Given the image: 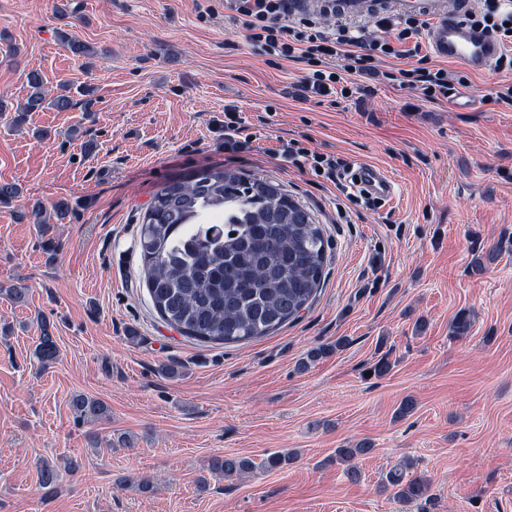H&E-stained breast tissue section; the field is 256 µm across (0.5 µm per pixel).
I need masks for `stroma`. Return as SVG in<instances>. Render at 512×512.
I'll use <instances>...</instances> for the list:
<instances>
[{
  "label": "stroma",
  "mask_w": 512,
  "mask_h": 512,
  "mask_svg": "<svg viewBox=\"0 0 512 512\" xmlns=\"http://www.w3.org/2000/svg\"><path fill=\"white\" fill-rule=\"evenodd\" d=\"M64 24L91 56L57 42ZM32 70L71 87L75 106L17 127ZM301 76L225 24L224 0H0V182L73 206L49 265L36 226L0 204V283L28 289L21 303L0 295V512H512V105L490 103L496 78L471 72L438 103L391 85L306 102L293 93ZM228 104L254 138L240 156L224 152ZM295 140L386 169L394 196L340 215L334 183L271 156ZM210 167L279 183L332 245L312 305L244 344L181 336L144 283L153 192ZM463 309L472 326L456 338ZM44 321L60 350L47 368L32 356ZM383 357L391 372L370 376ZM76 395L101 400L108 419L77 422ZM408 396L416 407L399 416ZM363 439L373 451L353 482L333 456ZM288 451L286 468H262ZM227 455L255 467L212 474ZM406 461L430 481L424 498L379 489ZM45 463L60 472L48 500Z\"/></svg>",
  "instance_id": "35a3bbf8"
}]
</instances>
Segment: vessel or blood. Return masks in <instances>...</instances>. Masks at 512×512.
Listing matches in <instances>:
<instances>
[{
  "label": "vessel or blood",
  "mask_w": 512,
  "mask_h": 512,
  "mask_svg": "<svg viewBox=\"0 0 512 512\" xmlns=\"http://www.w3.org/2000/svg\"><path fill=\"white\" fill-rule=\"evenodd\" d=\"M399 14H421L431 25L427 43L440 60L462 64L467 69L491 74L501 54L499 42L480 28L465 22L474 7V0H393ZM298 13L333 15L339 18L369 16L382 10L381 0H292ZM362 187L382 198L391 197L395 184L383 168L362 164L356 169Z\"/></svg>",
  "instance_id": "1"
}]
</instances>
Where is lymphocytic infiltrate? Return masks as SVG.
<instances>
[{
  "label": "lymphocytic infiltrate",
  "instance_id": "f902f5d3",
  "mask_svg": "<svg viewBox=\"0 0 512 512\" xmlns=\"http://www.w3.org/2000/svg\"><path fill=\"white\" fill-rule=\"evenodd\" d=\"M289 2L224 0V10L254 49L305 63L307 71L296 86L300 99L323 102L349 97L369 84H390L434 103L465 81L423 54L427 22L422 17L379 14L366 34L342 21L328 25L314 15H293ZM466 20L482 25L501 45L512 44V0H477ZM277 156L285 164L309 167L316 176L338 184L347 201L358 203V195L340 181L349 168L346 160L312 152L295 141L283 144Z\"/></svg>",
  "mask_w": 512,
  "mask_h": 512
}]
</instances>
